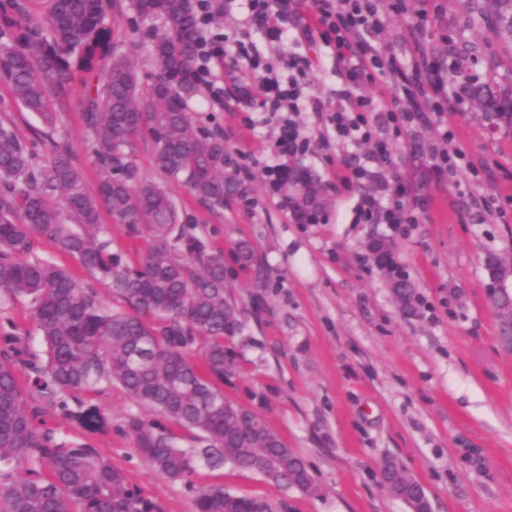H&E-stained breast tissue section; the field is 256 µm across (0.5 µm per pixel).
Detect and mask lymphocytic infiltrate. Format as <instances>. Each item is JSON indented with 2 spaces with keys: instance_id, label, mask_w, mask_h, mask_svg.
Returning <instances> with one entry per match:
<instances>
[{
  "instance_id": "obj_1",
  "label": "lymphocytic infiltrate",
  "mask_w": 512,
  "mask_h": 512,
  "mask_svg": "<svg viewBox=\"0 0 512 512\" xmlns=\"http://www.w3.org/2000/svg\"><path fill=\"white\" fill-rule=\"evenodd\" d=\"M252 20L263 28L270 40L279 41L288 36V0H249ZM316 16L314 25L303 26L300 36L320 38L331 46L336 58L344 66L348 86L361 87L374 82L377 75H389L394 80L396 104L383 118L385 125L394 132L416 121L427 120L422 104L441 96L443 87L434 82L426 67L416 65L405 68L395 55L381 56L375 47L353 51L351 33H371L379 28L378 0H312ZM374 109L369 99H357L353 110L336 109L329 115L336 137L342 141H361L374 138ZM387 199L364 197L357 206V219L363 224H409L413 218L402 203L404 187L393 181L387 187Z\"/></svg>"
}]
</instances>
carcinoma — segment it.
Returning <instances> with one entry per match:
<instances>
[{
  "mask_svg": "<svg viewBox=\"0 0 512 512\" xmlns=\"http://www.w3.org/2000/svg\"><path fill=\"white\" fill-rule=\"evenodd\" d=\"M136 21L153 23L147 60L154 82L140 87L136 63L116 52L102 0H0V73L15 101L47 129L50 155L41 158L11 122L0 119V293L29 303L44 357L25 359L28 333L10 331L0 350V512H161L141 497L127 473L86 437L112 423L94 397L114 388L152 416L131 414L126 429L136 454L155 471L194 492V512H275L263 497L237 495L222 484L194 486L199 462L229 465L305 495H315L306 462L258 414L224 399V377L236 370L227 341L243 323L224 292V250L213 247L194 218L177 207L166 184L146 179L134 160L136 140L148 139L155 168L181 181L206 210L218 214L246 196L227 171L230 151L219 130L190 118L188 105L207 85L203 26L195 0H127ZM498 39L512 43V0H469ZM457 73L466 94L490 117L512 125V88ZM79 97L85 142L98 175L87 191L58 114ZM282 205L313 224L327 209L323 187L304 166L279 182ZM108 210L132 240L146 241L131 259L112 248L101 220ZM52 243L88 276L106 285L113 303L70 270L35 255V241ZM235 264L259 275L262 260L240 242ZM403 311L418 298L409 276L383 267ZM26 382H21L19 372ZM58 411L82 430L69 439L35 423ZM189 436L195 448L179 441ZM381 480L408 512H431L422 485L387 458Z\"/></svg>",
  "mask_w": 512,
  "mask_h": 512,
  "instance_id": "1",
  "label": "carcinoma"
}]
</instances>
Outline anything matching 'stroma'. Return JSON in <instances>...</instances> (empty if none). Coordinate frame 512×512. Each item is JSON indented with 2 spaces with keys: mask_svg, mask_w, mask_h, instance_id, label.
I'll return each mask as SVG.
<instances>
[{
  "mask_svg": "<svg viewBox=\"0 0 512 512\" xmlns=\"http://www.w3.org/2000/svg\"><path fill=\"white\" fill-rule=\"evenodd\" d=\"M125 4L113 0L108 19L119 50L140 59L147 86L149 27L133 26ZM465 8L464 0H380L374 43L406 63L423 59L448 91L458 85L455 57L433 48L448 39L465 44L479 56L477 72L512 87V44L467 23ZM206 36L218 50L213 85L192 102L191 115L197 125L223 130L234 165L248 169V192L216 215L186 185L170 184L169 191L214 247L227 251L246 241L261 257L262 277L227 275L225 294L244 331L232 341L238 370L225 379L224 397L256 411L308 463L320 493L305 496L228 465L200 466L195 485L221 483L284 512H407L379 483L382 462L392 457L424 487L432 512H512V353L498 343L486 288L488 257L512 260V129L469 100H452L441 117L391 137L389 165L356 181L351 171L366 164L373 146L336 140L327 115L361 96L376 112L387 111L394 104L389 78L347 90L331 47L296 35L268 42L251 24L245 0H226ZM231 38L255 46L260 67L228 47ZM292 59L306 69L301 109L292 115L309 143L302 162L329 200L317 224L295 223L265 173L283 120L263 107L265 67L284 74ZM0 118L45 153L36 138L40 119L15 102L1 76ZM58 128L70 138L87 190H95L80 113H60ZM396 178L417 217L393 235L397 261L419 296L412 315L400 311L389 278L369 261L370 242L389 234L388 225L353 221L360 200L385 196ZM98 403L112 426L91 436L94 447L163 512H193L190 488L156 474L134 452L124 423L138 405L117 389Z\"/></svg>",
  "mask_w": 512,
  "mask_h": 512,
  "instance_id": "35a3bbf8",
  "label": "stroma"
}]
</instances>
